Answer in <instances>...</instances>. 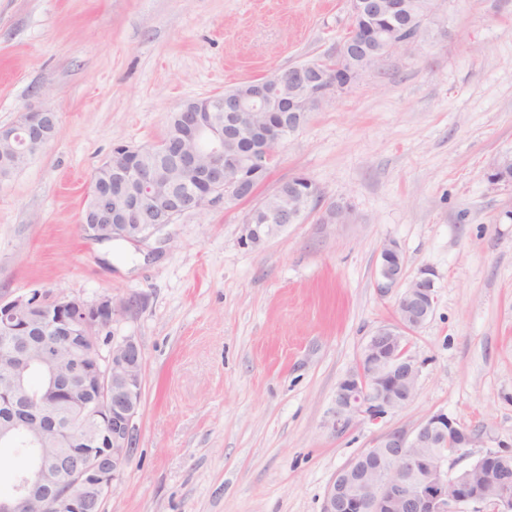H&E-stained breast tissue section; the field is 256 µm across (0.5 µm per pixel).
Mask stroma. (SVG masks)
Returning a JSON list of instances; mask_svg holds the SVG:
<instances>
[{"label":"stroma","mask_w":512,"mask_h":512,"mask_svg":"<svg viewBox=\"0 0 512 512\" xmlns=\"http://www.w3.org/2000/svg\"><path fill=\"white\" fill-rule=\"evenodd\" d=\"M416 44L311 112L256 191L291 177L346 202V224L289 225L243 246L251 202L175 216L141 243L82 229L115 147H150L190 100L334 52L346 0H0V127L56 112L52 140L0 184V296H141L111 333L144 353L136 451L103 512H321L381 433L444 412L472 430L458 467L512 450V0H435ZM433 270L408 336L415 398L336 433V387L394 321L380 248Z\"/></svg>","instance_id":"35a3bbf8"}]
</instances>
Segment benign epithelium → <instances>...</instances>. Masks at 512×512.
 Here are the masks:
<instances>
[{
	"label": "benign epithelium",
	"instance_id": "1",
	"mask_svg": "<svg viewBox=\"0 0 512 512\" xmlns=\"http://www.w3.org/2000/svg\"><path fill=\"white\" fill-rule=\"evenodd\" d=\"M349 30L368 17L396 16V0H347ZM358 53V43L342 42L331 59L303 62L254 81L248 98L224 95L192 100L176 112L195 138L180 145L172 163L175 184H158L156 169L141 162L143 150L118 146L104 164L106 178L88 193L83 213L86 232L99 239L140 242L186 211L203 210L253 197L269 163L284 142L307 121L312 106L330 98L326 66ZM224 109V121L211 118ZM56 113L29 108L18 123L0 128V152L24 161L54 137ZM498 154L487 169L492 183H512V170ZM308 210L294 204L273 211L267 224H244L241 241L258 247L290 224L305 221ZM351 210L336 201L322 224H346ZM378 291H398L394 323L378 327L363 348L357 368L336 388V432L353 418L378 423L404 408L416 395L421 364L409 354L407 335L433 315L434 272L420 271L406 281L403 255L394 241L381 247ZM141 304V297L94 302L70 296L48 301L38 289L11 299L0 297V340L11 345L0 362V443H10L23 427L34 450V469L19 486L0 497V512H102L114 481L133 459L136 419L142 401L144 355L134 336H113L107 354L99 340L115 317ZM49 372L44 396L26 386L32 365ZM475 442L474 434L445 413L413 430L390 429L377 437L331 480L321 512H512V486L501 484L498 466L512 457L490 451L455 470L448 460ZM483 473L476 482L472 474Z\"/></svg>",
	"mask_w": 512,
	"mask_h": 512
}]
</instances>
